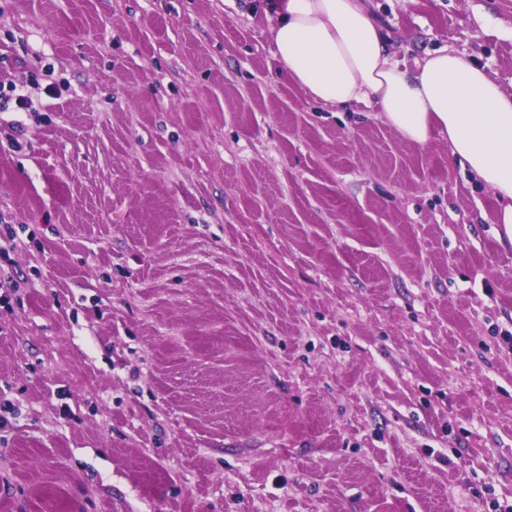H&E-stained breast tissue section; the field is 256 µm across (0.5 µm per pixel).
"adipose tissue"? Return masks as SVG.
<instances>
[{"mask_svg": "<svg viewBox=\"0 0 512 512\" xmlns=\"http://www.w3.org/2000/svg\"><path fill=\"white\" fill-rule=\"evenodd\" d=\"M268 37L289 78L333 108L376 106L403 140L448 141L451 156L494 194L491 221L512 242V93L454 49L407 66L364 0H276Z\"/></svg>", "mask_w": 512, "mask_h": 512, "instance_id": "obj_1", "label": "adipose tissue"}]
</instances>
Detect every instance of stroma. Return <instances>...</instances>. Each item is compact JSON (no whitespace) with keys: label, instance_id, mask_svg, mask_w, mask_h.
<instances>
[{"label":"stroma","instance_id":"obj_1","mask_svg":"<svg viewBox=\"0 0 512 512\" xmlns=\"http://www.w3.org/2000/svg\"><path fill=\"white\" fill-rule=\"evenodd\" d=\"M512 92V0H368ZM270 0H0V512H501L512 243L448 144L315 102ZM19 139L21 149L11 148ZM36 86L39 90L38 93H43L48 97L56 98L62 95L61 84L53 81L46 84L44 87L39 88V82L37 79H25L19 83L11 82L7 87L0 85V112L2 110H8L10 102H14V112H36L35 102L33 99V93L27 84ZM1 102L2 105H1Z\"/></svg>","mask_w":512,"mask_h":512}]
</instances>
